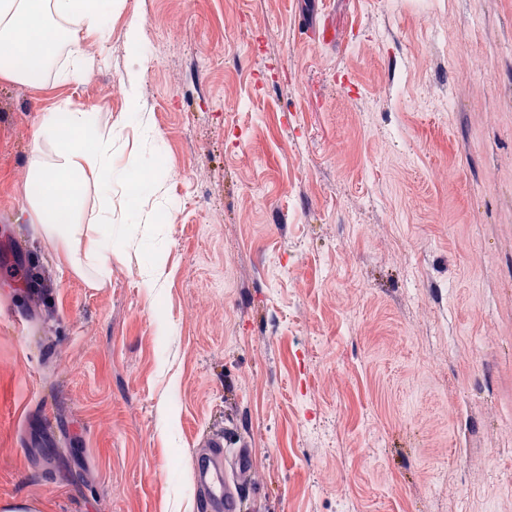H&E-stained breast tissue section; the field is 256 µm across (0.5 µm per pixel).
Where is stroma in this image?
Wrapping results in <instances>:
<instances>
[{"label":"stroma","mask_w":512,"mask_h":512,"mask_svg":"<svg viewBox=\"0 0 512 512\" xmlns=\"http://www.w3.org/2000/svg\"><path fill=\"white\" fill-rule=\"evenodd\" d=\"M76 55L0 80V508L201 512L228 425L250 512H512V0H122ZM53 106L156 173L97 287L17 219Z\"/></svg>","instance_id":"obj_1"}]
</instances>
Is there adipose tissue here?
I'll use <instances>...</instances> for the list:
<instances>
[{
	"instance_id": "ef3b65f1",
	"label": "adipose tissue",
	"mask_w": 512,
	"mask_h": 512,
	"mask_svg": "<svg viewBox=\"0 0 512 512\" xmlns=\"http://www.w3.org/2000/svg\"><path fill=\"white\" fill-rule=\"evenodd\" d=\"M112 0H0V78L32 84L50 68L54 41L37 43L39 29L58 37L78 32L104 34ZM127 172L112 160V133L94 110L40 112L35 126L24 193L22 219L42 225L45 235L62 244L84 247V257L105 276L112 240V185ZM94 200H87V190Z\"/></svg>"
}]
</instances>
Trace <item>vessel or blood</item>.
<instances>
[{
  "label": "vessel or blood",
  "mask_w": 512,
  "mask_h": 512,
  "mask_svg": "<svg viewBox=\"0 0 512 512\" xmlns=\"http://www.w3.org/2000/svg\"><path fill=\"white\" fill-rule=\"evenodd\" d=\"M198 493L203 512H241L250 486L251 456L231 433H219L196 453Z\"/></svg>",
  "instance_id": "obj_1"
}]
</instances>
